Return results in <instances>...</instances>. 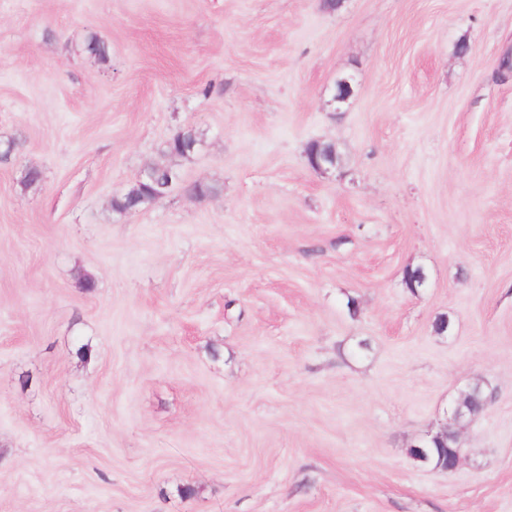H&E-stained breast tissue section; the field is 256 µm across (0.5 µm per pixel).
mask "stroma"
<instances>
[{
	"label": "stroma",
	"instance_id": "35a3bbf8",
	"mask_svg": "<svg viewBox=\"0 0 512 512\" xmlns=\"http://www.w3.org/2000/svg\"><path fill=\"white\" fill-rule=\"evenodd\" d=\"M509 54L512 0H0V512H512ZM187 128L213 193L114 214ZM457 445V439L452 436H448V444L441 445L440 448H436L433 443H429L428 445L423 443L422 441L418 444L414 445L412 448H409V454L419 462L423 464L433 465L434 467L438 466H446L448 461V450L450 448H455ZM429 447V448H422Z\"/></svg>",
	"mask_w": 512,
	"mask_h": 512
}]
</instances>
